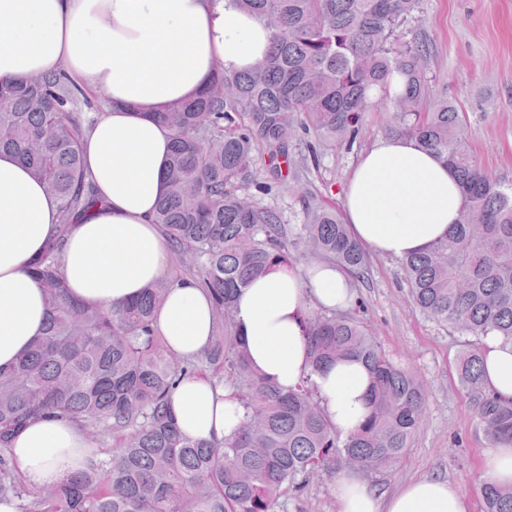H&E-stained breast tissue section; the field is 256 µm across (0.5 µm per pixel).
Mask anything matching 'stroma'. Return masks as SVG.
Here are the masks:
<instances>
[{
	"instance_id": "stroma-1",
	"label": "stroma",
	"mask_w": 512,
	"mask_h": 512,
	"mask_svg": "<svg viewBox=\"0 0 512 512\" xmlns=\"http://www.w3.org/2000/svg\"><path fill=\"white\" fill-rule=\"evenodd\" d=\"M410 29L429 47L427 68L436 96L448 99L467 120L477 163L512 184V0H420ZM388 113L365 114L352 147L326 151L307 177L316 193L340 201L360 156L384 137ZM365 320L386 353L427 384L425 412L393 469L368 472L384 495L406 482L442 478L456 484L483 512L480 485L489 450L469 396L459 383L464 336L415 311L399 260L369 253L364 275L352 282ZM336 476L309 480L288 512H339Z\"/></svg>"
}]
</instances>
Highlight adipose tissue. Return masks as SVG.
<instances>
[{"label":"adipose tissue","mask_w":512,"mask_h":512,"mask_svg":"<svg viewBox=\"0 0 512 512\" xmlns=\"http://www.w3.org/2000/svg\"><path fill=\"white\" fill-rule=\"evenodd\" d=\"M268 44V31L235 0H0L1 80L62 69L104 101L82 138L102 203L72 227L58 253L74 296L121 303L162 279L168 241L154 213L165 189L170 138L151 113L199 93L215 60L229 71L247 70ZM342 205L355 241L400 259L444 238L463 198L450 165L414 138L388 136L362 154ZM57 220L56 200L14 154L0 152V367L42 332L44 292L30 265ZM352 297L349 276L328 263L281 264L254 277L235 304L252 366L277 386L293 388L310 372L307 308L344 309ZM154 325L177 355L209 347L215 319L196 279L174 282ZM482 355L487 386L512 399V349L489 335ZM315 381L329 420L341 431L354 430L368 411L367 366L342 360L323 367ZM169 406L184 434L206 440H223L242 414L229 390L205 378L183 380ZM86 445L77 423L45 417L16 435L13 455L38 488L83 466ZM336 494L339 512H471L458 487L441 479L412 480L383 498L362 475L346 472Z\"/></svg>","instance_id":"adipose-tissue-1"}]
</instances>
